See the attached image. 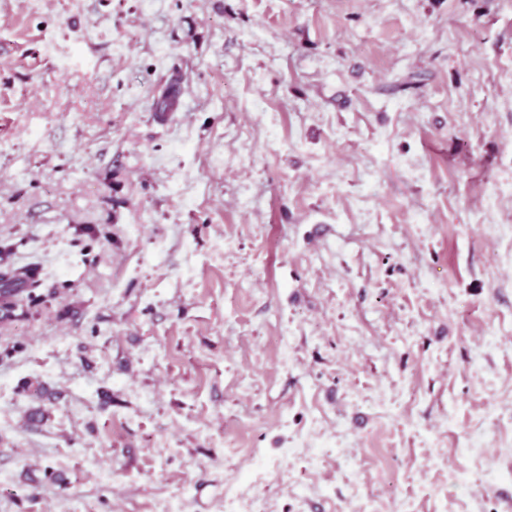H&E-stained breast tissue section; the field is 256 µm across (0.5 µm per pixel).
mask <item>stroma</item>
I'll list each match as a JSON object with an SVG mask.
<instances>
[{"instance_id":"obj_1","label":"stroma","mask_w":512,"mask_h":512,"mask_svg":"<svg viewBox=\"0 0 512 512\" xmlns=\"http://www.w3.org/2000/svg\"><path fill=\"white\" fill-rule=\"evenodd\" d=\"M511 262L512 0H0V512H512Z\"/></svg>"}]
</instances>
